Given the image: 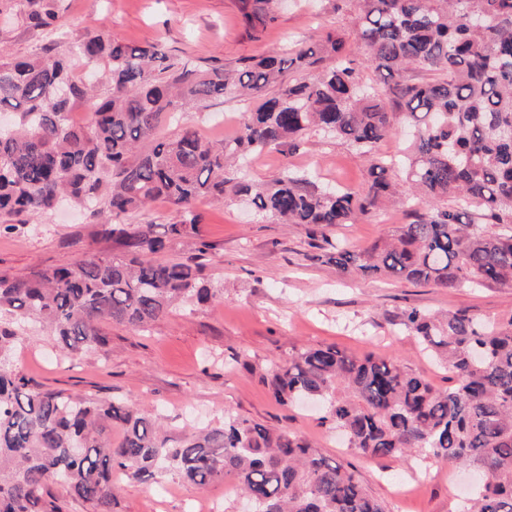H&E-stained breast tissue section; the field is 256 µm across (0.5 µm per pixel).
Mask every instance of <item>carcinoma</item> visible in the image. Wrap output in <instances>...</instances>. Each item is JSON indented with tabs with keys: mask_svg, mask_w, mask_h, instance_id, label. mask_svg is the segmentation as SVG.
<instances>
[{
	"mask_svg": "<svg viewBox=\"0 0 512 512\" xmlns=\"http://www.w3.org/2000/svg\"><path fill=\"white\" fill-rule=\"evenodd\" d=\"M61 0H0V14L54 33ZM369 61L385 79L419 67L420 82L388 90L360 84V61L342 30L284 55L244 57L233 69L170 61L158 45L101 34L71 56L106 63L97 86L75 76L54 43L0 54V227L30 221L67 198L112 225L119 249L67 267L0 275V314L39 322L66 356L105 350L106 326L147 330L179 303L212 304L203 265L161 260L173 244L202 240L194 204L247 200L256 215L317 232L379 209L398 192L396 162L374 155L402 123L415 130L403 164L418 208L390 240L353 250L329 244L312 259L341 275L395 277L467 288L512 285V0H357ZM248 27L274 21L271 0H240ZM255 101L239 134L219 143L187 124L158 125L213 96ZM93 103L90 125L68 116ZM324 131L371 156L367 188L355 193L285 172L254 187L232 168L241 158ZM158 198L180 214L164 232L135 217ZM402 325L450 373L445 390L409 368L358 358L334 346L305 347L272 370L277 400L308 399L349 447L371 457L436 459L486 476L463 512H512V315L401 312ZM17 332L0 323V512H59L53 489L112 512V473L141 483L177 480L204 488L230 478L253 512H386L342 463L301 437L233 413L217 426L169 435L152 414L119 400L47 388L14 360ZM121 439L112 441V429Z\"/></svg>",
	"mask_w": 512,
	"mask_h": 512,
	"instance_id": "obj_1",
	"label": "carcinoma"
}]
</instances>
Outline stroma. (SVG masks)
<instances>
[{
    "mask_svg": "<svg viewBox=\"0 0 512 512\" xmlns=\"http://www.w3.org/2000/svg\"><path fill=\"white\" fill-rule=\"evenodd\" d=\"M239 0H64L60 53L88 33L103 32L133 44L159 43L168 55L198 64L234 67L238 59L318 44L327 31H345L353 51L360 42L358 6L343 0H280L266 29L247 28ZM42 33L14 15H0V49L28 56L43 46ZM249 101L207 99L175 113L162 132L173 135L195 125L214 141L235 137ZM369 162L350 145L310 132L300 147L270 150L250 160L244 176L264 183L285 171L352 192L367 185ZM410 194L353 224L324 229L329 242L364 248L390 237L408 220ZM202 236L211 245L203 275L224 296L204 309L173 310L145 332L110 329L106 351L87 350L64 358L54 337L40 332L18 343L15 362L28 377L69 394L122 400L158 413L172 435L191 421L219 423L225 411L309 441L333 461L351 466L387 512H459L469 478L446 462L369 460L320 422L319 409L276 400L268 384L272 368L310 345H333L355 356L374 354L408 366L434 388L448 386V371L420 352L400 324L406 308L440 313L464 309L479 318L512 314V288L488 284L443 288L394 279L340 275L313 261L310 229L256 216L242 200H198ZM114 243L104 225L69 206L54 208L13 232L0 235V273L22 278L36 267L67 266L88 252L107 253ZM115 512H184L186 503L220 500L221 512H241L230 482L200 489L179 481L113 486Z\"/></svg>",
    "mask_w": 512,
    "mask_h": 512,
    "instance_id": "35a3bbf8",
    "label": "stroma"
}]
</instances>
